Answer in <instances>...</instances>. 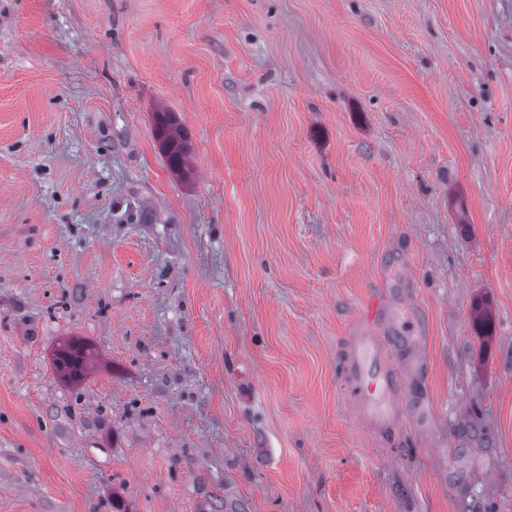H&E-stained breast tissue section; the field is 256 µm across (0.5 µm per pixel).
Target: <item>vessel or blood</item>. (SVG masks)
<instances>
[{"label":"vessel or blood","mask_w":512,"mask_h":512,"mask_svg":"<svg viewBox=\"0 0 512 512\" xmlns=\"http://www.w3.org/2000/svg\"><path fill=\"white\" fill-rule=\"evenodd\" d=\"M347 373L362 416L375 427L392 426L399 387L377 337L367 336L356 344Z\"/></svg>","instance_id":"obj_1"}]
</instances>
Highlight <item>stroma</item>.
<instances>
[{
    "instance_id": "35a3bbf8",
    "label": "stroma",
    "mask_w": 512,
    "mask_h": 512,
    "mask_svg": "<svg viewBox=\"0 0 512 512\" xmlns=\"http://www.w3.org/2000/svg\"><path fill=\"white\" fill-rule=\"evenodd\" d=\"M0 512H512V0H0ZM154 131L160 140L167 164L171 171L188 173V147L172 112H154ZM347 373L362 416L375 427L392 426L399 387L377 337L366 336L356 344Z\"/></svg>"
}]
</instances>
